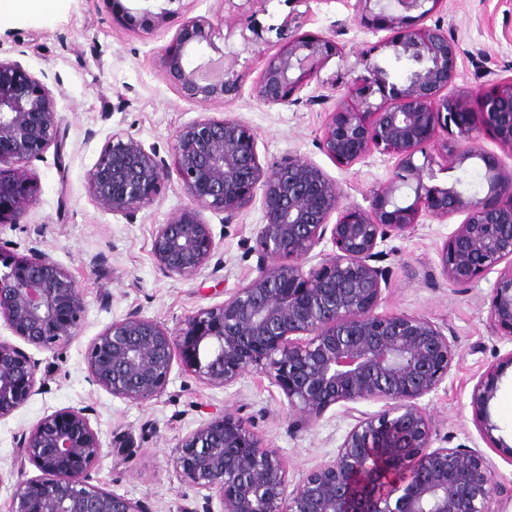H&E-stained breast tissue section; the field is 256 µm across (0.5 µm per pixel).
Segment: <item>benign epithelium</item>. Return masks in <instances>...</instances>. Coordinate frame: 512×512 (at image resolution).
I'll return each mask as SVG.
<instances>
[{
    "label": "benign epithelium",
    "instance_id": "benign-epithelium-1",
    "mask_svg": "<svg viewBox=\"0 0 512 512\" xmlns=\"http://www.w3.org/2000/svg\"><path fill=\"white\" fill-rule=\"evenodd\" d=\"M112 22L135 30L170 28L159 51L171 83L192 100L224 97L238 83L235 62L191 65L190 55L215 48L224 16H180L163 8L137 17L121 0H103ZM443 0H356V18L393 36L362 51L365 74L337 94L320 137L321 151L342 167L379 153L396 159L391 177L370 191L367 209L343 206L342 186L314 163L288 156L260 162L258 133L226 113L202 115L172 136L174 168L134 137L116 132L86 174L88 192L104 212L132 218L150 207L171 176L188 204L157 226L152 257L170 277L203 269L216 249L205 213L239 220L261 202L252 252L257 275L219 304L186 316L176 327L134 311L112 321L86 352L88 380L116 398L141 402L160 395L178 362L204 384L228 388L247 373L268 376L285 395L298 424L308 427L335 405L353 420L336 455L287 491L285 462L253 430L242 412L214 416L178 440L174 469L183 483L217 496L221 512H490L496 496L512 498V484L495 483L477 450L434 448L433 424L420 399L448 376L456 349L423 315L377 312L388 269L376 265L378 244L403 235L426 215L464 216L439 250L441 270L467 286L499 269L492 290L490 331L512 338V166L492 162L478 145L488 130L512 152V81L446 91L455 79L457 50L439 25L423 20ZM417 15H411V12ZM417 58L422 66L401 84L374 55ZM262 68L253 94L286 105L319 77L332 58L347 64L329 36L290 35L273 53L256 45ZM53 92L19 62L0 58V224H19L41 186L29 164L56 145ZM485 165L483 189L471 194L437 183L438 174ZM410 188L403 205L396 194ZM334 251L312 265L314 250ZM86 311L71 274L32 246L17 256L0 248V318L11 335L43 351H59L79 334ZM40 360L0 339V419L26 406L42 388ZM512 352L492 364L474 386L470 406L481 435L496 442L489 405ZM382 404L376 412L356 405ZM20 462L40 475L16 479L12 512H145L105 490L94 474L102 444L88 410L64 408L15 437Z\"/></svg>",
    "mask_w": 512,
    "mask_h": 512
}]
</instances>
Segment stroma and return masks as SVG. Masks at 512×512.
<instances>
[{"instance_id": "stroma-1", "label": "stroma", "mask_w": 512, "mask_h": 512, "mask_svg": "<svg viewBox=\"0 0 512 512\" xmlns=\"http://www.w3.org/2000/svg\"><path fill=\"white\" fill-rule=\"evenodd\" d=\"M354 4L305 0L297 22L289 19L284 0H182L181 7L191 17H211L236 7L259 11L266 47L272 51L281 44L277 29L285 25L302 34L335 37L352 55L389 36L385 30L364 28L355 18ZM425 23L443 26L457 47L455 87L485 76L512 78V0H443ZM173 35L170 28H118L103 0H57L48 13L0 24V57L20 62L52 90L60 118L57 148L31 164L41 193L24 223L0 227V241L21 256L38 245L69 271L86 303L75 340L57 354L35 351L44 385L26 406L0 420V472L17 467L19 431L56 410L88 408L103 448L97 469L101 487L140 502L147 512H178L183 505L221 512L218 499H205L203 491L180 483L173 465L178 440L203 421L246 409L257 432L281 453L293 486L335 455L351 420L336 405L311 427H299L283 393L259 373L246 374L223 389L203 384L177 365L161 395L138 403L92 386L85 353L112 320L137 311L171 328L185 316L222 302L225 289L255 276L257 257L251 246L262 212L260 204H253L235 224L225 223L223 214L207 213L216 243L209 265L187 279L169 277L156 267L151 242L156 225L188 203L177 180L168 181L157 201L130 220L98 208L87 190L86 173L113 132L131 135L167 159L178 127L204 114L226 113L256 128L260 160L291 155L317 164L342 184L347 206L368 207L370 190L388 179L395 160L375 153L343 168L320 150L323 123L335 105L334 99H322L321 83L338 74L347 83L354 78L340 71L337 60L326 64L320 82L306 86L298 102L270 106L253 94L260 62L235 32L217 40L204 55L216 59L237 54L238 88L224 99L203 102L183 97L159 65L158 52ZM459 222L456 216L444 222L424 216L411 233L382 243L381 264L389 269L390 280L379 310L423 315L442 327L457 355L447 378L421 400L433 423V445L481 452L497 480L508 483L512 369L501 378L489 406L504 448L482 437L470 402L487 366L512 352V339L491 335L488 328L497 272L464 288L449 284L442 274L439 250Z\"/></svg>"}]
</instances>
